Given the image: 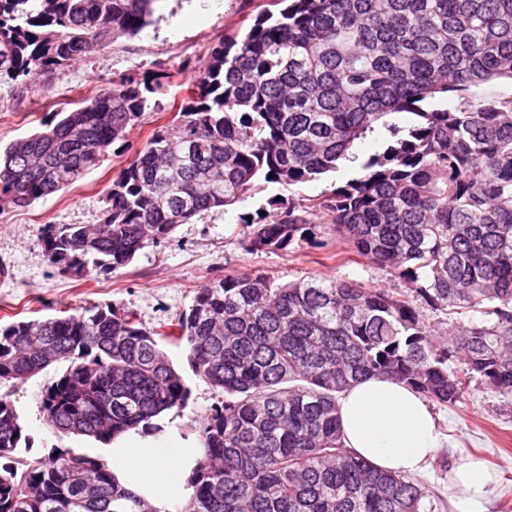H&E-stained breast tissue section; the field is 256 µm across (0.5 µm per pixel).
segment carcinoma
<instances>
[{
  "instance_id": "obj_1",
  "label": "carcinoma",
  "mask_w": 512,
  "mask_h": 512,
  "mask_svg": "<svg viewBox=\"0 0 512 512\" xmlns=\"http://www.w3.org/2000/svg\"><path fill=\"white\" fill-rule=\"evenodd\" d=\"M155 2L0 0V77L25 83L135 36ZM155 67L5 145L0 203L28 207L99 166L162 90ZM500 79L512 80V0H289L258 15L213 49L174 118L113 180L95 239L86 224L43 227L47 259L114 273L260 180L307 183L344 159L356 175L323 196L270 198L274 219L249 248L312 244L324 215L404 289L228 275L168 332L110 305L20 320L0 325V386L60 367L41 401L47 425L110 445L187 406L165 349L182 346L223 397L200 425L175 512H437L426 486L345 446L338 402L369 377L448 406L473 379L512 394V95L470 93ZM395 113L408 125L387 123ZM379 123L381 149L354 154ZM422 304L466 322L439 341ZM28 441L0 393V512H169L108 460L74 448L18 456Z\"/></svg>"
}]
</instances>
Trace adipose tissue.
<instances>
[{"mask_svg":"<svg viewBox=\"0 0 512 512\" xmlns=\"http://www.w3.org/2000/svg\"><path fill=\"white\" fill-rule=\"evenodd\" d=\"M344 443L374 466L396 474L425 469L443 437L434 411L418 393L386 377L364 379L339 400ZM494 474L465 457L448 479L457 512H488Z\"/></svg>","mask_w":512,"mask_h":512,"instance_id":"ef3b65f1","label":"adipose tissue"}]
</instances>
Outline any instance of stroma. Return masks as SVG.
<instances>
[{
    "label": "stroma",
    "mask_w": 512,
    "mask_h": 512,
    "mask_svg": "<svg viewBox=\"0 0 512 512\" xmlns=\"http://www.w3.org/2000/svg\"><path fill=\"white\" fill-rule=\"evenodd\" d=\"M274 0H157L151 23L133 37L117 36L70 66L20 85L0 79V143L8 144L40 129L52 113L73 108L85 97L123 77L138 76L163 63L168 77L160 94L129 127L125 139L101 164L74 185L26 208H0V324L43 319L60 310L110 304L136 313L150 328H159L188 310L197 292L227 275L260 271L278 284L307 276L345 278L392 292L403 282L354 253L334 224L317 227L319 246L285 251L251 252L245 218L260 220L271 197L310 198L331 191L353 176V168L297 185L257 182L243 201L211 210L179 225L158 244L141 250L134 262L104 275L90 269L80 275L51 264L42 241L47 224H94L101 217L108 190L119 172L141 151L157 127L170 121L188 86L194 84L218 42L244 36L255 17L275 10ZM191 390L185 409H173L159 420L161 432L133 435L142 448H160L187 459L197 447L196 430L220 394L195 376L181 348L170 347ZM57 375L50 367L11 389V399L29 436L32 453L54 448H81L111 456V446L55 433L44 421L41 400ZM443 443L418 478L440 500L442 512H453L448 500V471L457 457L484 460L497 475L489 488L490 512H512V396L471 381L464 402L434 405Z\"/></svg>",
    "instance_id": "obj_1"
}]
</instances>
